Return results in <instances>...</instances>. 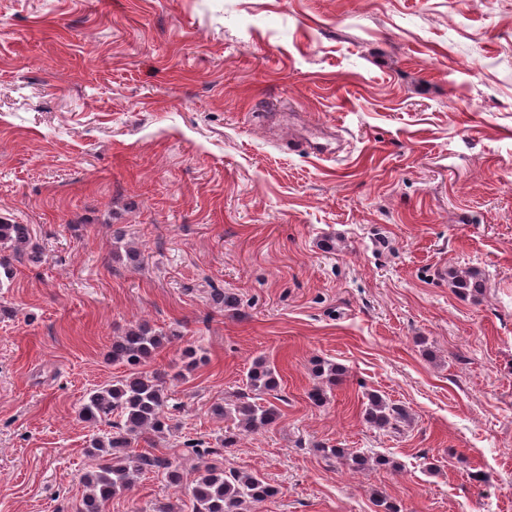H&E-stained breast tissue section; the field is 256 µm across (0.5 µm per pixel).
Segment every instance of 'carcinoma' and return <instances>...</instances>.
<instances>
[{
	"label": "carcinoma",
	"instance_id": "carcinoma-1",
	"mask_svg": "<svg viewBox=\"0 0 512 512\" xmlns=\"http://www.w3.org/2000/svg\"><path fill=\"white\" fill-rule=\"evenodd\" d=\"M0 249L10 252L0 258L2 288L14 276L9 256L36 258L30 226L1 218ZM448 283L460 294L479 293L484 288L483 277L477 270L450 269ZM178 338L180 334L175 330L162 332L146 322H138L112 341V362L126 366L127 371L112 384L87 393L80 405L79 414L88 423L96 424L109 416L114 420L111 431L93 437L86 448L95 467L84 482L85 492L77 512H104L112 497L130 490L145 474H161L174 485L182 483L183 475L171 458L151 450L154 438L171 430L172 417L166 412L169 408L167 373L145 370L166 345ZM203 362L200 349L188 345L182 350V370L177 375L192 371ZM344 375L345 369L330 361L315 364L313 376L318 383L309 392V399L316 405L324 403L327 389L341 382ZM246 378L249 393L211 407L213 416L230 421L233 426V430L224 433L220 447L212 448L195 440L184 442L189 453L202 459V465L197 467L189 483L193 512H247L273 496L272 486L261 477L224 469L221 449L233 446L238 435L266 429L280 418L276 404L258 402L261 396L277 391L275 368L259 357L248 369ZM362 419L373 429L397 432L408 423L409 412L402 405L372 394L362 411ZM141 441L147 448L135 450ZM320 452L325 459L358 471L373 466H396V462L386 456L347 453L329 445L320 446Z\"/></svg>",
	"mask_w": 512,
	"mask_h": 512
}]
</instances>
